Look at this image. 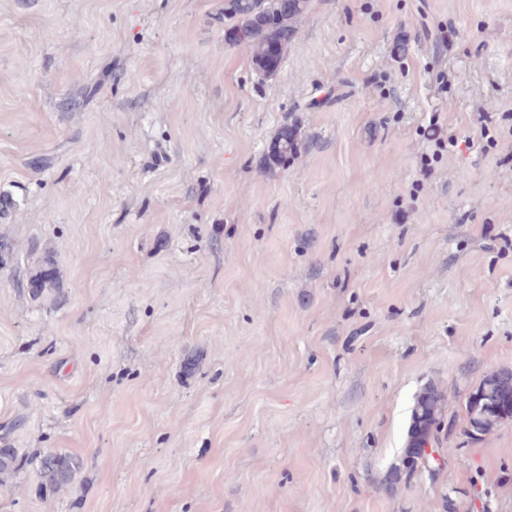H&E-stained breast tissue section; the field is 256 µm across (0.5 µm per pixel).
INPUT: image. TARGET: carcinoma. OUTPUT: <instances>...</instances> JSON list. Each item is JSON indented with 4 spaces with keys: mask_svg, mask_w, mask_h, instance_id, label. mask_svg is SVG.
<instances>
[{
    "mask_svg": "<svg viewBox=\"0 0 512 512\" xmlns=\"http://www.w3.org/2000/svg\"><path fill=\"white\" fill-rule=\"evenodd\" d=\"M307 0H292L288 8L276 0H224V20L228 21L224 39L244 43L251 51L257 74L273 76V67L281 64L288 46L296 34L295 21L304 12ZM277 151L271 159L279 166L294 156L296 147L288 128H283L275 139ZM57 281L56 263L46 258L30 277L31 292L35 296L51 289ZM512 370L502 371L486 378L465 402L467 426L463 435L475 439L494 426L512 419ZM446 399L438 387L425 388L417 397L411 426L408 430L403 467L413 472L422 459L421 448L438 431L446 415ZM79 463L72 457L52 454L42 461V475L55 488L66 486Z\"/></svg>",
    "mask_w": 512,
    "mask_h": 512,
    "instance_id": "carcinoma-1",
    "label": "carcinoma"
}]
</instances>
